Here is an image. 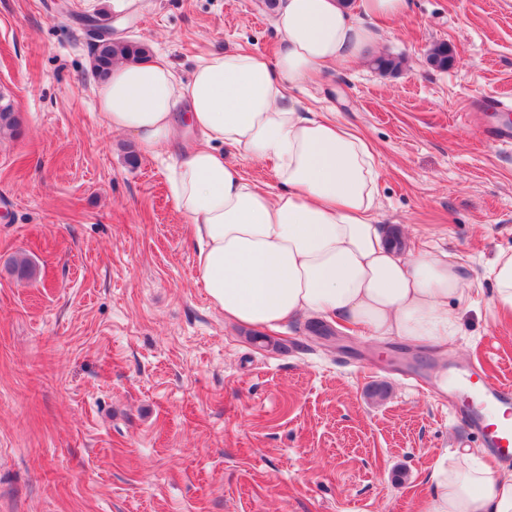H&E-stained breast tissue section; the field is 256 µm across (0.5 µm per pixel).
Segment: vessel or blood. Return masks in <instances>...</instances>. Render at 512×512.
Instances as JSON below:
<instances>
[{
  "mask_svg": "<svg viewBox=\"0 0 512 512\" xmlns=\"http://www.w3.org/2000/svg\"><path fill=\"white\" fill-rule=\"evenodd\" d=\"M448 404L498 462L512 463V423L499 419L512 411V385L499 381L483 365L473 364L449 382Z\"/></svg>",
  "mask_w": 512,
  "mask_h": 512,
  "instance_id": "b4317fda",
  "label": "vessel or blood"
}]
</instances>
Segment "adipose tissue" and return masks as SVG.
I'll return each instance as SVG.
<instances>
[{"label": "adipose tissue", "mask_w": 512, "mask_h": 512, "mask_svg": "<svg viewBox=\"0 0 512 512\" xmlns=\"http://www.w3.org/2000/svg\"><path fill=\"white\" fill-rule=\"evenodd\" d=\"M411 0H280L274 58L211 54L180 81L170 62L117 63L94 89L107 130L155 155L176 136L184 105L198 142L168 167L176 208L197 246L198 281L237 325L275 330L305 315L408 343L459 332L465 279L447 254H400L376 224L378 172L368 143L291 96L321 69L359 63L380 22L407 17ZM234 147L275 163L274 186L251 183L224 156ZM490 307L512 317V250L492 260ZM420 512H512V474L471 451L435 461Z\"/></svg>", "instance_id": "ef3b65f1"}]
</instances>
